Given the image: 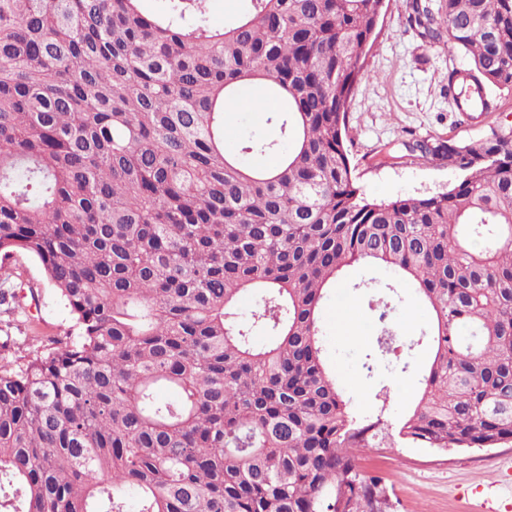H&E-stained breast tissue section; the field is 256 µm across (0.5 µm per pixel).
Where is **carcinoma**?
I'll return each mask as SVG.
<instances>
[{"mask_svg":"<svg viewBox=\"0 0 512 512\" xmlns=\"http://www.w3.org/2000/svg\"><path fill=\"white\" fill-rule=\"evenodd\" d=\"M143 2L0 0V257H33L76 329L0 365V512H381L360 452L512 440V132L418 142L462 179L370 201L346 117L384 0H250L222 29L208 0ZM444 8L443 31L427 2L411 19L470 57L448 88H511L512 0ZM255 82L274 135L233 153L226 107ZM353 264L434 317L394 425L324 359L321 305Z\"/></svg>","mask_w":512,"mask_h":512,"instance_id":"1","label":"carcinoma"}]
</instances>
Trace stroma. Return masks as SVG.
I'll return each mask as SVG.
<instances>
[{"label": "stroma", "mask_w": 512, "mask_h": 512, "mask_svg": "<svg viewBox=\"0 0 512 512\" xmlns=\"http://www.w3.org/2000/svg\"><path fill=\"white\" fill-rule=\"evenodd\" d=\"M470 59L446 42L425 38L408 18L406 0H387L365 75L349 104L347 146L357 183L368 200L447 191L462 177L445 157L422 159L410 146L422 140H454L479 146L495 133L512 132V89L488 87L494 103L481 122L464 120L448 98L450 71L469 69ZM394 163L382 165L384 153ZM12 264L32 286L35 299L0 302V363L35 354L49 339L70 332L74 321L57 291L44 279L37 261L26 256ZM385 272L348 267L322 305L324 357L357 407L371 405L373 385L386 386L392 418H400L419 387L430 349L422 340L432 323L430 309L413 286L399 279L383 286ZM388 301V320L406 342L395 364L377 362L366 369V355L380 326L375 303ZM362 475L382 481L386 512H512V442L495 448L447 453L394 442L364 453Z\"/></svg>", "instance_id": "stroma-1"}]
</instances>
